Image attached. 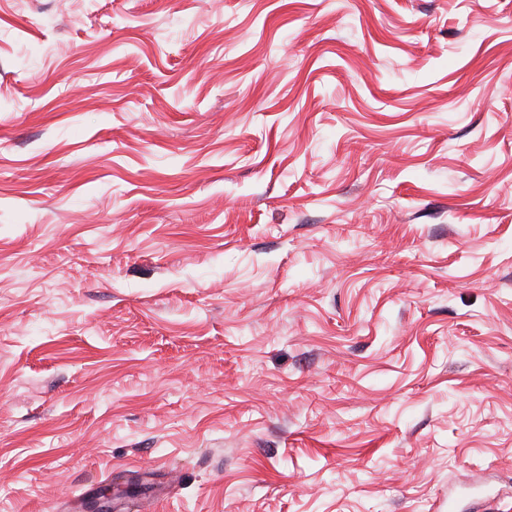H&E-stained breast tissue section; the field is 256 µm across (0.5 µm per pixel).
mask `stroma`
Instances as JSON below:
<instances>
[{
  "label": "stroma",
  "mask_w": 512,
  "mask_h": 512,
  "mask_svg": "<svg viewBox=\"0 0 512 512\" xmlns=\"http://www.w3.org/2000/svg\"><path fill=\"white\" fill-rule=\"evenodd\" d=\"M512 512V0H0V512Z\"/></svg>",
  "instance_id": "obj_1"
}]
</instances>
